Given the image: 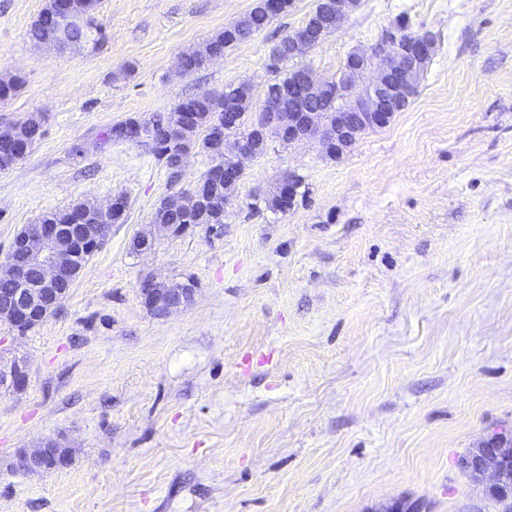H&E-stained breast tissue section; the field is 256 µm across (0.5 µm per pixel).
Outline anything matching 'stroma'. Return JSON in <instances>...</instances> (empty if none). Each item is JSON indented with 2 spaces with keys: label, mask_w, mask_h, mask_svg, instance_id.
Wrapping results in <instances>:
<instances>
[{
  "label": "stroma",
  "mask_w": 512,
  "mask_h": 512,
  "mask_svg": "<svg viewBox=\"0 0 512 512\" xmlns=\"http://www.w3.org/2000/svg\"><path fill=\"white\" fill-rule=\"evenodd\" d=\"M48 0H0V129L44 133L0 171V259L42 214L127 201L123 223L58 311L26 335L0 324V354L30 365L0 393V512H494L462 467L512 438V0H360L307 52L324 77L407 17L438 38L419 93L341 160L318 142L246 162L221 232L190 224L129 241L177 181L113 125L243 82L262 101L268 56L316 0L188 75L181 57L254 0H100L102 35L58 48L30 29ZM302 179L288 212L265 200ZM193 281L165 316L137 285ZM46 438L67 467L29 476L17 453Z\"/></svg>",
  "instance_id": "stroma-1"
}]
</instances>
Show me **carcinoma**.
<instances>
[{"label": "carcinoma", "mask_w": 512, "mask_h": 512, "mask_svg": "<svg viewBox=\"0 0 512 512\" xmlns=\"http://www.w3.org/2000/svg\"><path fill=\"white\" fill-rule=\"evenodd\" d=\"M293 0H280V8L276 13L268 9L267 0H256L255 6L243 18L231 21L224 25V29L204 41L193 53L184 57L181 67L187 74H194L211 61L212 57L224 54L225 50L239 43L247 41L254 34L264 30L276 17L283 15L292 7ZM89 18L82 25L70 30L65 39L61 40L56 35L54 21L52 18V7H47L39 19L32 25L30 33L32 38L43 44H76L86 39L89 35L92 19V12H87ZM318 24L320 32L315 44H320L327 35L336 30V20L329 16L320 15V7H315L305 22V26ZM303 74L306 79L327 86V93L311 105V111L318 113V121L325 125L332 122L337 112L357 111V102L343 101L336 102V83L342 81L344 76L337 78H324L319 76L315 69L308 65H302L298 69L290 70L284 76L276 77L266 85L263 94L262 106L271 104L288 109V85L294 80L297 74ZM176 112H190L197 115L195 124L169 140L160 136L159 131L164 124ZM237 112L241 116L239 127L234 131L233 137L237 138L250 132V126L257 119L253 112L252 88L248 84H240L236 87H229L222 92H204L190 96L177 104L167 114L157 113L142 123L152 126L153 134L150 136L137 137L135 130L126 126V123H119L110 127L105 132L109 140L128 141L144 145L148 151L157 159L164 162L170 171V177L178 176L183 159L193 150H200L211 154L215 164L212 165L203 178L210 181H224V167L231 166L240 170L245 169V162L264 153L267 143H256L247 150L232 149L225 152L222 145L213 144L212 129L224 126V113ZM233 188H219L216 196L205 207H199L191 203L189 214L193 215L194 224H222L224 223V212L230 201ZM152 222L155 224H181L180 216L172 213L166 206V199L159 200L153 213Z\"/></svg>", "instance_id": "obj_1"}]
</instances>
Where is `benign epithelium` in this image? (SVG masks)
I'll list each match as a JSON object with an SVG mask.
<instances>
[{
	"label": "benign epithelium",
	"instance_id": "1",
	"mask_svg": "<svg viewBox=\"0 0 512 512\" xmlns=\"http://www.w3.org/2000/svg\"><path fill=\"white\" fill-rule=\"evenodd\" d=\"M58 28L64 32L75 24L85 21L79 0H56ZM290 61L300 66L299 59L313 47L307 30L300 28L290 35ZM435 43L408 31L399 22L383 33L380 41L366 54L370 62L345 60L344 69L350 84L366 71L372 72L371 80L360 92L365 99L364 112H338L336 123L323 128L315 124L312 112H283L273 108L258 113L257 125L263 135L274 133L288 143L317 141L325 149L336 147V158H341L356 144L360 126L383 128L388 125L392 113L386 111L398 89L410 87L417 76L420 60L430 56ZM326 87L313 84L303 78L288 86V101L309 100L319 96ZM7 152L20 161L29 149L16 134V127L0 131V152ZM124 213L121 200L115 198L107 208H99L93 214L94 223L86 228L96 232V238L80 240L74 224H26L13 238L9 251L0 262V283L9 288L0 290V322L20 333H25L55 313L70 288L79 277L81 269L75 266L77 255L91 256L109 236L111 224L120 220ZM139 293L149 300L154 314L164 316L172 310L189 304L195 288L188 284L161 283L147 278L140 281ZM30 376L28 363L15 358L4 363L0 357V391L19 393L27 388ZM70 450L58 439H46L30 451L19 454V470L37 474L61 469L68 465ZM465 469L471 476L485 484L487 494L496 493L512 497V446L505 438H492L490 444L474 449L464 460Z\"/></svg>",
	"mask_w": 512,
	"mask_h": 512
}]
</instances>
